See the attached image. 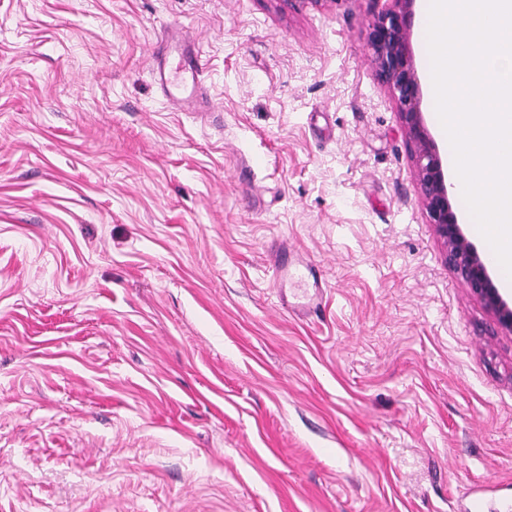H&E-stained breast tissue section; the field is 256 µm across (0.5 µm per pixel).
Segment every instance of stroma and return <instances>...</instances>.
<instances>
[{
  "instance_id": "1",
  "label": "stroma",
  "mask_w": 512,
  "mask_h": 512,
  "mask_svg": "<svg viewBox=\"0 0 512 512\" xmlns=\"http://www.w3.org/2000/svg\"><path fill=\"white\" fill-rule=\"evenodd\" d=\"M391 6L0 0V512L512 496V335L420 204L368 40ZM170 28L217 111L165 102ZM279 272L278 278L288 277L289 281L297 279L298 283L305 282V278L312 277L313 283L311 288H296L297 292L293 295L295 302L289 303L292 311L299 315L307 317L323 304L325 289L321 287L315 274L314 266L308 262H301L295 267L288 269L277 266Z\"/></svg>"
}]
</instances>
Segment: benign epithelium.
Returning a JSON list of instances; mask_svg holds the SVG:
<instances>
[{"mask_svg":"<svg viewBox=\"0 0 512 512\" xmlns=\"http://www.w3.org/2000/svg\"><path fill=\"white\" fill-rule=\"evenodd\" d=\"M414 2L394 0V8L372 23L368 40L377 75L398 105L420 188V203L446 249L447 262L490 311L498 329L511 335L512 303L502 297L477 248L458 223L438 147L424 123L410 44Z\"/></svg>","mask_w":512,"mask_h":512,"instance_id":"1","label":"benign epithelium"}]
</instances>
